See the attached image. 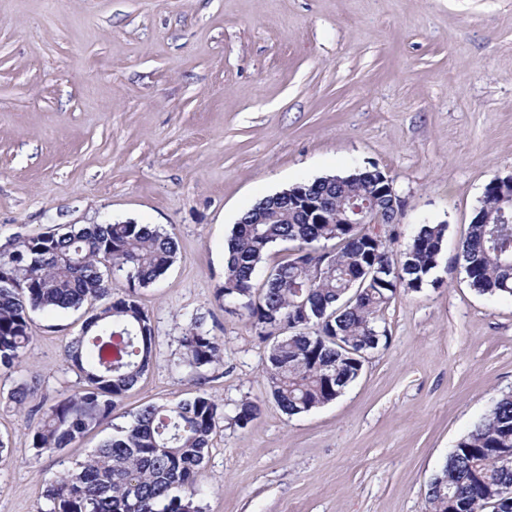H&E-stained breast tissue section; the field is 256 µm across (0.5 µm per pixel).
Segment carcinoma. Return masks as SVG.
<instances>
[{
  "mask_svg": "<svg viewBox=\"0 0 512 512\" xmlns=\"http://www.w3.org/2000/svg\"><path fill=\"white\" fill-rule=\"evenodd\" d=\"M376 168L334 182H300L315 199L327 189L356 203L373 202ZM343 214L312 223L281 197L267 196L238 219L224 250V283L216 298L236 305L266 337L281 335L266 361L269 397L289 416L336 399L360 371L361 354L377 350L380 312L400 290L417 291L438 267L445 224H420L401 258L391 244L377 249ZM331 241L337 242L328 247ZM280 242L294 244L287 261L263 267ZM175 234L150 224L105 222L62 225L54 232L13 237L0 245V371L13 372L34 340L30 312L95 306L65 348L80 390L47 404L38 385L22 381L9 399L22 411L41 413L29 427L37 454L58 453L117 410L124 394L150 369L158 332L139 303V290L173 265ZM469 284L481 295L512 297V220L472 219L460 247ZM332 260L334 271L315 273ZM263 276L261 287L256 279ZM184 366L197 370L224 360V341L194 315L181 339ZM264 400L245 399L233 421L245 427ZM224 407L206 394L148 404L132 422L104 441L88 459L65 469L44 491L38 512H202L197 473ZM512 395L489 412L448 454L429 484V512H496L493 503L512 494Z\"/></svg>",
  "mask_w": 512,
  "mask_h": 512,
  "instance_id": "obj_1",
  "label": "carcinoma"
}]
</instances>
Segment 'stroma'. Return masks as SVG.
Returning <instances> with one entry per match:
<instances>
[{
  "label": "stroma",
  "instance_id": "obj_1",
  "mask_svg": "<svg viewBox=\"0 0 512 512\" xmlns=\"http://www.w3.org/2000/svg\"><path fill=\"white\" fill-rule=\"evenodd\" d=\"M376 166L404 202L387 227L444 224L436 282L383 312L387 343L336 400L247 427L273 343L215 298L240 215L289 186ZM512 175V0H0V244L103 220L175 233L140 293L157 360L82 439L35 454L8 398L79 386L63 363L87 308L32 315L18 372L0 374V512L43 491L149 403L204 393L225 419L197 476L203 512H428L456 442L512 394V298L468 284L459 245L487 184ZM224 362L190 372L192 315Z\"/></svg>",
  "mask_w": 512,
  "mask_h": 512
}]
</instances>
